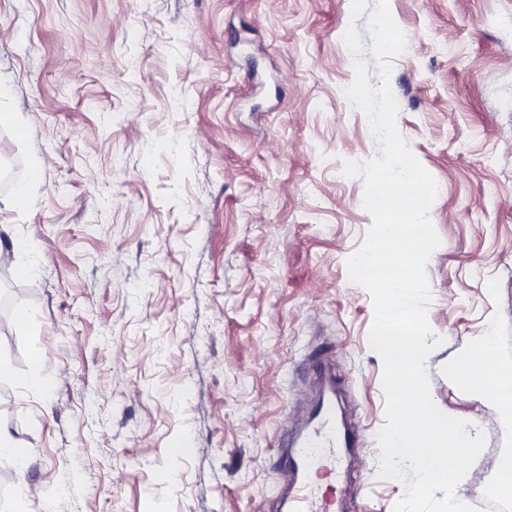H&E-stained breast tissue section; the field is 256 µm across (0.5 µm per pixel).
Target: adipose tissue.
Returning <instances> with one entry per match:
<instances>
[{
  "label": "adipose tissue",
  "instance_id": "ef3b65f1",
  "mask_svg": "<svg viewBox=\"0 0 512 512\" xmlns=\"http://www.w3.org/2000/svg\"><path fill=\"white\" fill-rule=\"evenodd\" d=\"M449 374L470 392H492L496 420L504 432L512 433V363L498 360L494 336H481L474 346L461 352Z\"/></svg>",
  "mask_w": 512,
  "mask_h": 512
}]
</instances>
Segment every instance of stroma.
Segmentation results:
<instances>
[{
	"mask_svg": "<svg viewBox=\"0 0 512 512\" xmlns=\"http://www.w3.org/2000/svg\"><path fill=\"white\" fill-rule=\"evenodd\" d=\"M388 3L412 36L398 129L438 184L431 396L486 435L458 500L512 512L494 397L449 376L488 332L512 360V0ZM351 25L379 86L351 0H0V225L30 243L0 286L35 313L0 328V427L30 455L0 459V512H274L321 355L361 446L325 461L313 508L394 512L372 300L346 267L372 218L343 165L379 153L343 94Z\"/></svg>",
	"mask_w": 512,
	"mask_h": 512,
	"instance_id": "stroma-1",
	"label": "stroma"
}]
</instances>
